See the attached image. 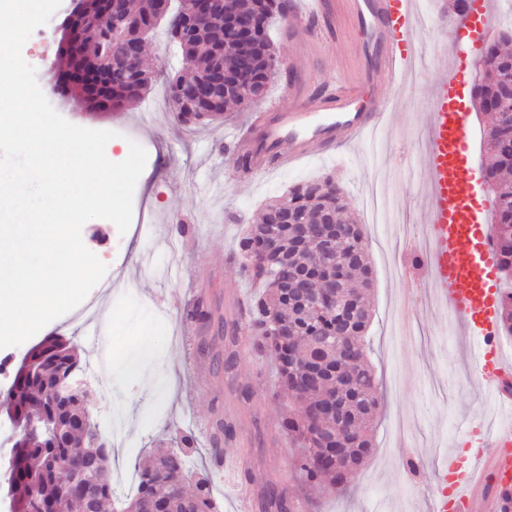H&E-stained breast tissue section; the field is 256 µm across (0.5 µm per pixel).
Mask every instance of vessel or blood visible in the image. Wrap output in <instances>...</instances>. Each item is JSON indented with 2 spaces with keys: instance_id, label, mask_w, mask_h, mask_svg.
Returning a JSON list of instances; mask_svg holds the SVG:
<instances>
[{
  "instance_id": "vessel-or-blood-1",
  "label": "vessel or blood",
  "mask_w": 512,
  "mask_h": 512,
  "mask_svg": "<svg viewBox=\"0 0 512 512\" xmlns=\"http://www.w3.org/2000/svg\"><path fill=\"white\" fill-rule=\"evenodd\" d=\"M312 10L293 14L294 25L319 28L332 0H313ZM358 30L355 49L367 64L358 83L345 78L326 87L305 80L289 87L287 105L257 113L233 142L250 154L253 171H273L303 160L311 152L335 154L381 126L391 102L375 93L374 78L395 82L416 63L411 30L412 0H347ZM491 0H467L463 28L454 30L451 59H438L440 75L425 102L428 145L423 157L428 214L424 245L410 246L408 270H422L414 286L435 294L439 305L466 334L480 336L478 356L487 392L512 409L499 378L512 374L494 339L498 331V269L491 228L490 197L477 187L471 146L468 88L492 28ZM450 482L451 500H439L436 512H512V429L485 434L469 454L451 450L439 467Z\"/></svg>"
}]
</instances>
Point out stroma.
<instances>
[{"instance_id":"35a3bbf8","label":"stroma","mask_w":512,"mask_h":512,"mask_svg":"<svg viewBox=\"0 0 512 512\" xmlns=\"http://www.w3.org/2000/svg\"><path fill=\"white\" fill-rule=\"evenodd\" d=\"M70 4L62 0L43 31L32 33L24 60L61 116L118 132L120 144L133 141L148 153L133 215L151 220L149 238L133 229L119 233L107 219L87 221L82 240L107 273L79 307L41 330L70 340L81 355L87 405L112 444L106 480L115 482L121 466H135L144 454L178 451L189 435L195 460L190 471L209 476L217 512H236L240 488L254 495L271 483L287 486L307 512H434L431 488L441 481V457L474 447L485 429L512 425V416L484 392L472 358L475 337L460 333L434 296L411 297L402 269V253L427 219L418 184L426 144L422 105L438 76L433 60L451 55V42L429 30L417 33L422 66L396 85L376 82V91L395 101L381 130L343 145L337 155L316 153L291 168L243 177L224 146L251 112L230 108L208 124L179 123L161 96L164 75L188 74L189 65L165 29L146 47L155 80L140 104L91 113L77 100L51 95L55 28ZM270 35L281 57H312L320 85L333 84L341 73L354 81L364 72L344 0H335L326 39L284 20L273 23ZM329 175L365 226L373 277L368 356L381 396L372 448L342 491L305 485L295 469L296 450L277 426L285 399L272 356L254 352L242 335L233 373L213 367L224 353L222 331L236 329L240 303L255 292L236 257L238 236L289 187ZM200 299L222 325L196 321ZM147 343L153 356L140 379L127 377L120 363ZM218 415L236 421L235 452L243 459L236 477L223 475L215 459L211 423Z\"/></svg>"}]
</instances>
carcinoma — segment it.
Here are the masks:
<instances>
[{
	"label": "carcinoma",
	"instance_id": "obj_1",
	"mask_svg": "<svg viewBox=\"0 0 512 512\" xmlns=\"http://www.w3.org/2000/svg\"><path fill=\"white\" fill-rule=\"evenodd\" d=\"M150 0H124L123 26L143 25L153 33L159 22L150 17ZM104 10L102 0H76L57 39L54 90L62 97L84 102L90 111L123 108L145 94L153 76L144 54L129 57L123 42H108L100 49L98 35L88 21ZM287 0H209L207 11L197 15L189 35L175 41L184 59L194 66L189 81L203 80L216 68L240 73L238 86L213 101L191 104L178 112L184 124L213 120L226 107L253 106L247 87L258 79L264 88L281 74L270 36L273 21L287 16ZM246 18L259 35L260 50L253 67L241 69L238 51L224 43V15ZM484 57L494 60L477 74L478 111L491 115L484 150L489 162L484 177L493 187V232L498 270L512 281V97L504 80L512 74V52L495 43ZM344 226L329 244L307 238L303 225L319 214ZM253 251L241 259L242 273L255 281L258 291L241 310L259 353L270 352L277 361L281 389L288 395L279 430L298 445L294 464L309 484L326 481L342 489L371 448L369 434L379 404L374 373L366 356L364 337L370 321L366 292L372 271L363 227L351 203L327 177L297 184L270 201L261 222L252 224L238 241V252ZM320 270L310 281L309 297L320 294L324 281L336 283V300L326 307L311 305L298 292V272ZM500 330L512 336V289L500 293ZM77 349L61 336H46L18 366L6 401L10 417L20 429L10 457L5 490L13 512H102L115 501L111 485L99 479L83 486L78 497L71 491L79 481L84 458L96 459L104 471L110 450L97 426L80 430L72 417L86 399L60 400L55 393L58 377L79 367ZM186 470L185 457L167 453L145 460L138 472L135 494L124 500L123 512H144L157 500L166 512H216L209 483L200 478H178ZM262 512H296L288 488H270L260 494Z\"/></svg>",
	"mask_w": 512,
	"mask_h": 512
}]
</instances>
